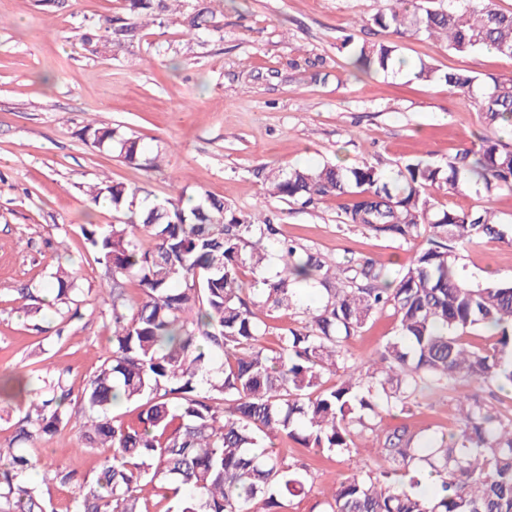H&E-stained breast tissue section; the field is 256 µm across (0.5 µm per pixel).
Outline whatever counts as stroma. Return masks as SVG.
Returning <instances> with one entry per match:
<instances>
[{
    "label": "stroma",
    "mask_w": 512,
    "mask_h": 512,
    "mask_svg": "<svg viewBox=\"0 0 512 512\" xmlns=\"http://www.w3.org/2000/svg\"><path fill=\"white\" fill-rule=\"evenodd\" d=\"M183 0L163 23L141 22L138 37L93 54L81 40L89 26L122 15L120 0H67L49 12L37 0H0V374L36 380L63 374L70 411L110 346V312L100 298L108 273L97 263L80 227L117 224L111 206L91 203L89 186L109 178L144 188L151 202L205 193L243 212L275 215L283 238L329 260L373 259L385 271L408 264L425 237L407 241L341 223L346 197L304 207L264 196L265 166L316 168L369 161L386 172L411 158L447 164L457 149L489 136L473 100L445 84H426L411 72L354 73L345 37L388 40L369 20L382 0H214L215 25L185 35ZM408 60L479 77L512 79V59L479 51L448 52L444 43L398 39ZM102 119L140 139L150 168L86 144L80 130ZM438 205L495 213L502 238L461 251L459 270L473 284L512 280V191L435 192ZM67 267L83 303L69 319L55 314L46 287ZM30 289L18 301L20 289ZM397 322L377 313L346 348L355 358L374 354ZM478 395L512 414V391L464 378L455 389L417 396L411 414L375 421L372 439L357 442L355 460L319 453L279 436L280 456L306 466L313 487L289 512H322L332 477L358 464L386 467L373 439L407 425L427 435L457 425L456 396ZM79 423L27 445L42 470L29 474L51 512H69L70 487L44 483L58 469L97 476L98 457L78 450Z\"/></svg>",
    "instance_id": "1"
}]
</instances>
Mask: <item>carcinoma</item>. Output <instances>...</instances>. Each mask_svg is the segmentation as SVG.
I'll use <instances>...</instances> for the list:
<instances>
[{"instance_id": "obj_1", "label": "carcinoma", "mask_w": 512, "mask_h": 512, "mask_svg": "<svg viewBox=\"0 0 512 512\" xmlns=\"http://www.w3.org/2000/svg\"><path fill=\"white\" fill-rule=\"evenodd\" d=\"M182 0H124L139 19L163 20ZM215 18L211 0H198L184 16L194 33ZM378 28L439 38L449 51L490 50L512 58V12L494 0H383L372 17ZM137 23L111 18L105 34L82 37L93 53L138 35ZM352 65L363 72L411 69L423 82L474 99L485 125L512 135V79H480L467 71H440L409 62L390 42L361 44ZM92 147L118 152L129 163L143 157L140 141L94 119L82 129ZM475 183L488 192L512 191V145L484 137L464 146L445 167L413 160L387 177L367 161L348 167L271 168L263 194L305 205L349 194L344 224L378 235L409 239L427 225L428 246L417 250L391 281L375 262H333L278 238L269 215L227 207L203 195L133 209L138 189L103 181L89 190L93 203L127 208L126 220L104 227L81 225L82 234L112 282V347L83 389L79 447L99 455L95 480L58 471L53 481L74 489L72 512H148L144 488L176 500L174 512H288L306 493V470L266 445L279 434L319 451L351 455L355 437L371 429L365 414L410 410L424 390L454 389L463 377L512 387V282L473 285L459 274L460 251L500 235L486 210L439 209L429 190L458 193ZM151 238L144 250L136 233ZM282 269L252 291L244 277L261 268L268 245ZM141 297L131 302L127 285ZM320 285V306L303 311L302 325L260 339L274 314L295 305L303 285ZM61 317L82 303L66 274L50 285ZM397 321L376 357L357 363L345 344L379 311ZM477 327L496 331L489 348L467 344ZM224 357V362L216 360ZM337 376L327 384L325 375ZM27 394L24 416L8 448L0 446V512H48L49 503L24 476L41 468L16 445L35 442L67 426L70 390L47 375L44 387L27 389L21 377L0 376V403ZM118 403H132L128 422L112 418ZM456 430L426 438L395 427L379 443L389 470L339 478L327 491L326 512H512V419L477 397L459 402Z\"/></svg>"}]
</instances>
